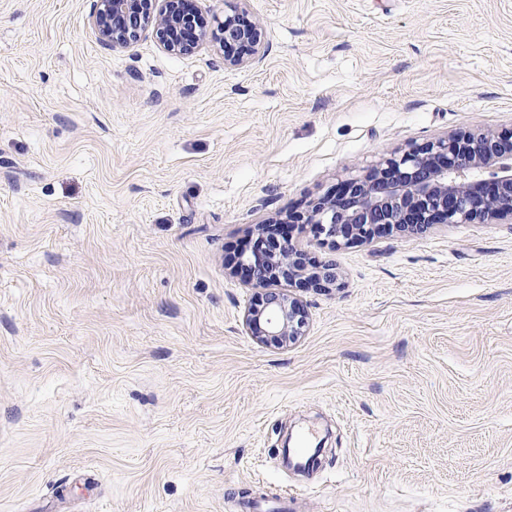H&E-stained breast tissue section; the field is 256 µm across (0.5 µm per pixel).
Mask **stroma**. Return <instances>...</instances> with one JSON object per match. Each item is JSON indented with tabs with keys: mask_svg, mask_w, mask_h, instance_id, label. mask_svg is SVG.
I'll return each mask as SVG.
<instances>
[{
	"mask_svg": "<svg viewBox=\"0 0 512 512\" xmlns=\"http://www.w3.org/2000/svg\"><path fill=\"white\" fill-rule=\"evenodd\" d=\"M94 8L0 0V512H512V223L293 230L328 288L237 270L383 155L512 129V0H242L240 69L104 49ZM262 303V309L251 307L246 318L252 336L259 342L283 347L302 334L306 314L296 298L270 293Z\"/></svg>",
	"mask_w": 512,
	"mask_h": 512,
	"instance_id": "stroma-1",
	"label": "stroma"
}]
</instances>
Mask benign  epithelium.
<instances>
[{
  "label": "benign epithelium",
  "mask_w": 512,
  "mask_h": 512,
  "mask_svg": "<svg viewBox=\"0 0 512 512\" xmlns=\"http://www.w3.org/2000/svg\"><path fill=\"white\" fill-rule=\"evenodd\" d=\"M92 24L106 49H128L146 26L161 49L195 52L206 40L192 0H97ZM224 65L239 67L261 57L262 34L244 25L240 13L224 15L217 37ZM512 220V131H475L455 138L411 144L382 158L364 175L342 180L329 195L288 216L280 240L256 245L239 260L256 287L273 280L325 288L336 282L329 268L308 271L306 256L291 243L297 224H309L333 247L371 241L386 233L411 234L433 224H495ZM247 325L263 344L286 346L302 334L306 314L284 294L265 296L263 308L248 310Z\"/></svg>",
  "instance_id": "1"
}]
</instances>
